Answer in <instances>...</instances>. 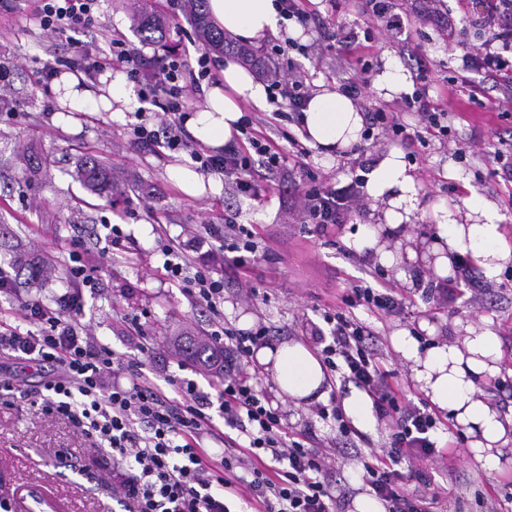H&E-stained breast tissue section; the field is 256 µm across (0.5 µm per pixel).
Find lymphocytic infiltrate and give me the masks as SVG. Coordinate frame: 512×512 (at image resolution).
Wrapping results in <instances>:
<instances>
[{
    "mask_svg": "<svg viewBox=\"0 0 512 512\" xmlns=\"http://www.w3.org/2000/svg\"><path fill=\"white\" fill-rule=\"evenodd\" d=\"M98 6L99 0H39L34 13L43 31L68 42L71 56L63 66L91 79L99 62L80 35L94 23ZM476 24L484 36L463 46L464 71L511 83L512 0H484ZM110 52L139 86L142 100L162 114L159 128L134 127V141L141 148L190 151L203 172L233 181L250 196L256 193V167L284 174L281 143L251 127L243 131L244 142L228 145L223 153L192 148L183 126L185 102L214 78L208 53H200L191 67L176 53L148 57L131 51L119 37L112 38ZM285 53V47H277L256 66L270 103L286 102L299 117L312 91L296 71H282L278 58ZM364 183L360 175L344 183L313 181L301 195L306 223L322 231L346 223L363 197ZM196 245L206 248L209 265H198L188 248L172 241L162 247V269L169 282L184 288L220 325L210 336L212 347L224 352L223 364L211 369L212 392L189 379L172 377L159 384L145 371L152 355L149 344H141L132 356L91 336L79 315L84 289L99 285L98 267L87 252L76 249L65 266L72 288L49 299L27 295L19 323L0 321V352L44 369L37 389L21 388L6 377L0 379V390L40 399L46 414L73 421L93 438L112 469V491L123 512H232L237 498L251 503L254 512H338L329 454L314 448L309 436L285 431L248 371L252 348L265 337L266 327L243 333L224 323V276L215 262L234 253L236 268L248 274V258L259 248L256 231L228 215L222 228L205 225ZM343 301L384 315L398 314L406 306L395 289L366 281L354 285ZM25 323L30 331H22ZM310 334L329 373L364 391L378 415L392 422L382 451L361 461L370 490L386 512H431L440 491L418 496L409 484L425 479L416 461L437 452L431 434L445 425L440 411L426 401L418 406L402 402L390 381L391 370L372 347L374 332L362 320L327 313L322 324H311ZM208 439L220 443V451L209 452L204 445Z\"/></svg>",
    "mask_w": 512,
    "mask_h": 512,
    "instance_id": "obj_1",
    "label": "lymphocytic infiltrate"
}]
</instances>
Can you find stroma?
<instances>
[{"label": "stroma", "instance_id": "stroma-1", "mask_svg": "<svg viewBox=\"0 0 512 512\" xmlns=\"http://www.w3.org/2000/svg\"><path fill=\"white\" fill-rule=\"evenodd\" d=\"M165 16V44L143 40L134 30L128 0H101L96 22L83 41L97 60L110 54L113 35H122L145 55L178 53L194 63L199 44L190 40L193 25L188 14L170 7L167 0H143ZM412 21V54L385 38L377 22L365 13L363 0H307L312 18L302 29L306 54L290 51L304 77L338 84L351 76L374 82L383 54L409 70L415 89L448 113V133H427L416 112L402 119L414 144L406 149L426 203L462 202L470 196L494 200L502 217L501 232L512 244V101L497 93L474 94L477 73L461 77L459 41L481 13V0H398ZM34 0H23L20 10L0 11V63L9 72V83L0 94L7 98L0 108V259L17 253L30 260L49 257L64 266L69 244L78 237L100 235V287L84 290L80 321L98 340L117 351L136 354L142 337H149L155 351L152 369L157 376L178 374L180 357L170 336L188 329L206 335L210 325L195 310L189 296L164 279L160 272L162 244L170 238L189 242L206 224L224 221L226 208L237 209L239 223L254 225L260 237L249 285L235 282L224 288L225 304L235 314L246 315L252 327H271L270 342L296 340L309 343L307 320L323 312L342 310L346 288L364 278L365 271L346 256V246L368 204L353 213L348 223L315 232L300 211L303 184L294 153L286 160L290 181L260 187L255 199L236 195L223 182L217 193L198 199L182 193L169 167L192 166L188 153L164 147L140 149L130 140V123L114 120L108 112H74L62 104L55 88H43L39 70L49 61L48 50L56 37L44 32L32 18ZM354 32L361 46L348 58L337 60L325 48V37L336 29ZM92 156L109 170L122 187L117 201L89 194L76 177L80 161ZM46 162L52 174L48 185H28L29 158ZM367 155L347 153L329 161L311 150L306 162L319 178L347 181L361 171ZM120 225L128 238L124 250H108L105 227ZM435 273L421 270V288L405 290L411 308L399 316H379L364 307L352 313L375 333V348L386 358L405 389L407 402H418L407 363L396 352L393 336L399 330L420 335L421 323L435 328L434 342L447 343L455 321L491 324L502 342L501 367L512 380V262L494 278H482L480 287L468 288L452 307L439 306L427 282ZM268 405L276 409L283 427L292 433H312L319 446H331L335 433L305 407L275 398L269 373L250 366ZM389 422L373 419L360 428L357 447L333 453L335 494L352 503L369 488L362 478V454L380 450ZM435 456L419 464L432 486L443 494L434 512H512V467L501 472L481 470L468 455L467 443L452 446L446 431L435 433ZM0 500L10 512H120L112 494V476L104 470L101 455L69 419L53 418L40 406L20 399L0 405Z\"/></svg>", "mask_w": 512, "mask_h": 512}]
</instances>
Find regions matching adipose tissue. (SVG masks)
Returning <instances> with one entry per match:
<instances>
[{
  "label": "adipose tissue",
  "instance_id": "1",
  "mask_svg": "<svg viewBox=\"0 0 512 512\" xmlns=\"http://www.w3.org/2000/svg\"><path fill=\"white\" fill-rule=\"evenodd\" d=\"M211 16L225 33L256 43L279 33V10L275 0H208ZM222 83L204 90V101L185 121L193 139L219 149L239 137L246 107L267 106L265 86L245 67L227 61ZM56 89L62 102L75 112L106 111L116 119L138 108L136 92L121 72L103 82L102 91L87 88L71 73L63 74ZM304 138L329 159L359 143L365 128L362 111L353 100L318 82L303 113ZM418 179L406 163L401 148L392 147L376 156L367 174L365 191L370 201L367 221L349 242L350 248L371 251L376 263L391 266L416 261L412 235L403 234L404 224L420 209ZM472 220L460 223L457 204L433 207L435 239L426 251L435 255L434 270L447 276L457 255L469 254L486 275H496L512 260V250L502 243L501 216L485 198L466 202ZM460 336L440 346L421 348L407 331H399L394 344L411 362L413 378L429 401L449 411L462 428L473 458L486 470L502 469L511 460L512 411L504 412L485 398L483 382L500 373L501 341L488 326L456 324ZM257 365L269 372L278 395L295 405H308L327 395L326 371L321 361L301 342L283 341L265 345L254 353Z\"/></svg>",
  "mask_w": 512,
  "mask_h": 512
}]
</instances>
